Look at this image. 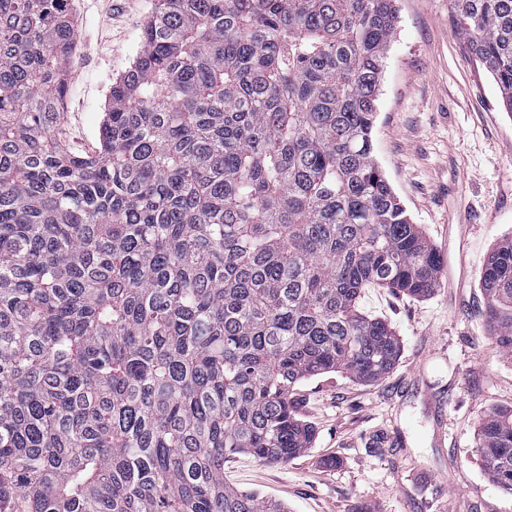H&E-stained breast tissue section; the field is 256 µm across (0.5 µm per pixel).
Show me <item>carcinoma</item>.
<instances>
[{
	"mask_svg": "<svg viewBox=\"0 0 512 512\" xmlns=\"http://www.w3.org/2000/svg\"><path fill=\"white\" fill-rule=\"evenodd\" d=\"M397 0H156L92 154L70 0H0V512H288L224 481L311 447L302 382L384 379L362 288L443 261L373 155ZM512 113V0H452ZM512 354V237L481 276ZM512 493V408L477 432Z\"/></svg>",
	"mask_w": 512,
	"mask_h": 512,
	"instance_id": "1",
	"label": "carcinoma"
}]
</instances>
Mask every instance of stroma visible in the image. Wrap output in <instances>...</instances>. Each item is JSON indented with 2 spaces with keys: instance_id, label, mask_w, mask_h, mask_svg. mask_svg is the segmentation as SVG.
<instances>
[{
  "instance_id": "35a3bbf8",
  "label": "stroma",
  "mask_w": 512,
  "mask_h": 512,
  "mask_svg": "<svg viewBox=\"0 0 512 512\" xmlns=\"http://www.w3.org/2000/svg\"><path fill=\"white\" fill-rule=\"evenodd\" d=\"M155 0H72L78 20L67 71L64 135L76 153L98 145L113 81L129 69ZM373 130L375 158L444 263L463 260L462 294L415 299L365 289L403 350L382 381L338 374L305 382L300 414L315 441L264 465L241 456L226 480L290 512H512L475 456L483 415L512 408V357L484 318L480 276L512 236V115L491 75L464 50L451 0H397ZM463 226L466 247L447 233Z\"/></svg>"
}]
</instances>
